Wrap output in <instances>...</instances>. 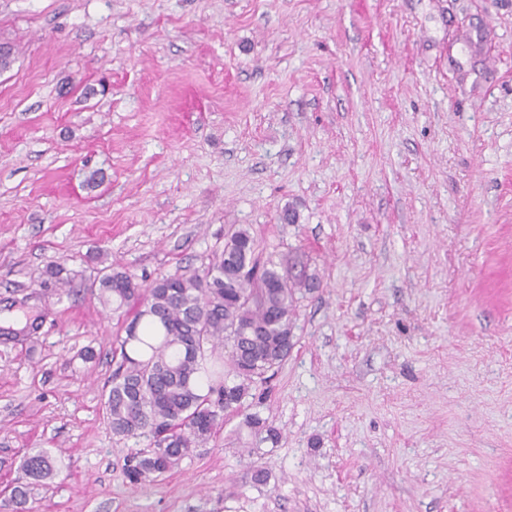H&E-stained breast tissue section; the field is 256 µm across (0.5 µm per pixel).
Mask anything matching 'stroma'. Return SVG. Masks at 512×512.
<instances>
[{"label":"stroma","mask_w":512,"mask_h":512,"mask_svg":"<svg viewBox=\"0 0 512 512\" xmlns=\"http://www.w3.org/2000/svg\"><path fill=\"white\" fill-rule=\"evenodd\" d=\"M1 41L0 327L40 321L0 336V489L43 449L26 512H512V0H0ZM232 224L321 281L249 402L279 440L233 416L131 485L92 284Z\"/></svg>","instance_id":"1"}]
</instances>
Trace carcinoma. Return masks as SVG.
<instances>
[{"mask_svg":"<svg viewBox=\"0 0 512 512\" xmlns=\"http://www.w3.org/2000/svg\"><path fill=\"white\" fill-rule=\"evenodd\" d=\"M314 280L307 263L265 252L244 225L229 229L203 268L147 287L125 270L104 268L97 296L125 322L102 391L108 424L117 436L150 440L127 459L130 484L177 467L220 432L225 417L243 411L252 386L288 359L298 295ZM226 340L225 359L219 349ZM53 471L46 451L27 454L9 512H23Z\"/></svg>","mask_w":512,"mask_h":512,"instance_id":"carcinoma-1","label":"carcinoma"}]
</instances>
